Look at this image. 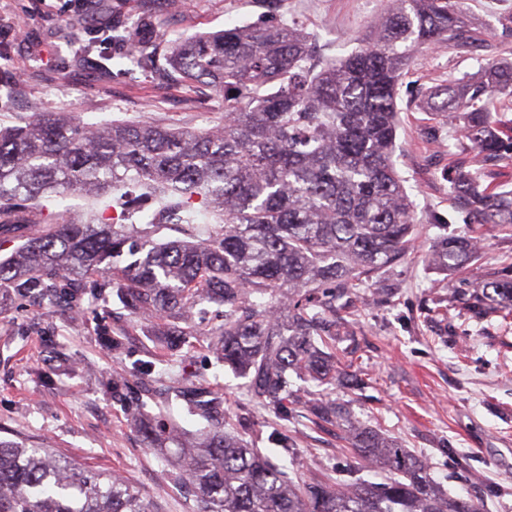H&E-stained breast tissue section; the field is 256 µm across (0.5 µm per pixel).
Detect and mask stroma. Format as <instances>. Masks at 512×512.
<instances>
[{"label":"stroma","instance_id":"1","mask_svg":"<svg viewBox=\"0 0 512 512\" xmlns=\"http://www.w3.org/2000/svg\"><path fill=\"white\" fill-rule=\"evenodd\" d=\"M68 0H0V125H22L42 112H72L87 125L145 119L187 130L220 120L224 98L214 88L167 76L170 40L243 23H297L317 61L347 54L386 9V0H186L180 14L163 0H93L84 20L64 21ZM471 49L423 48L414 56L398 100L401 128L394 159L418 219L417 246L400 265L354 289L336 336V368L361 377V389L337 386L348 419L377 430L425 458L442 491L471 496L484 512H512V314L475 316L449 308L457 289L492 273L512 277V231L484 224L454 191L456 163L467 140L446 120L424 112L432 86L512 59V0H462ZM146 64L124 62L128 45ZM469 235L481 253L464 271L428 266L438 239ZM180 350L162 346L160 321L134 316L115 299L85 295L50 306L0 297V438L46 445L92 472L122 476L156 512H197L194 497L173 480L158 450L146 446L108 386L131 374L149 390L152 416L194 435L203 428L171 387H200L224 403L228 432L273 456L299 482L356 477L381 483L379 467L358 466L340 427L315 425L302 407L278 411L255 400L244 378L217 363L203 329ZM124 330L121 353L99 339L102 327ZM53 336L46 347L42 334ZM288 436L280 455L274 435Z\"/></svg>","mask_w":512,"mask_h":512}]
</instances>
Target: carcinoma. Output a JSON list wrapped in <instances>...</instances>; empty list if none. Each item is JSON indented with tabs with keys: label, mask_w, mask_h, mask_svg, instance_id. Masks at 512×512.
<instances>
[{
	"label": "carcinoma",
	"mask_w": 512,
	"mask_h": 512,
	"mask_svg": "<svg viewBox=\"0 0 512 512\" xmlns=\"http://www.w3.org/2000/svg\"><path fill=\"white\" fill-rule=\"evenodd\" d=\"M351 53L318 64L308 34L288 24H242L173 44L169 67L224 93V117L209 130L143 121L85 127L69 112H45L0 127V237L25 241L0 259V292L54 304L78 299L86 281L112 288L137 315L170 320L168 350L194 335L197 306L224 307L212 332L217 359L248 379L253 397L295 403L292 373L336 383L325 352L350 289L398 265L417 237V218L394 160L398 88L420 47H471L476 38L458 0H389ZM425 111L456 122L481 162L504 153L497 115L512 112V62L478 81L429 89ZM483 220L512 224V189L456 180ZM82 192L115 204L126 219L147 209L158 222L99 224L56 214L42 225L21 214L42 200ZM201 203L198 208L195 203ZM207 223V239L189 230ZM177 225L184 237L159 242ZM471 236L437 241L425 261L463 269L478 253ZM461 303L476 314L512 309V279L493 276ZM206 421L198 441L154 425L139 399L132 415L171 475L191 488L200 512H481L471 498L436 485L426 460L361 424L348 440L364 464L390 473L381 484L297 483L277 463L224 431L222 403L190 387L171 390ZM336 425L342 409L323 396L305 402ZM0 512H153L119 476L92 473L50 448L0 439Z\"/></svg>",
	"instance_id": "cac0c4a2"
}]
</instances>
